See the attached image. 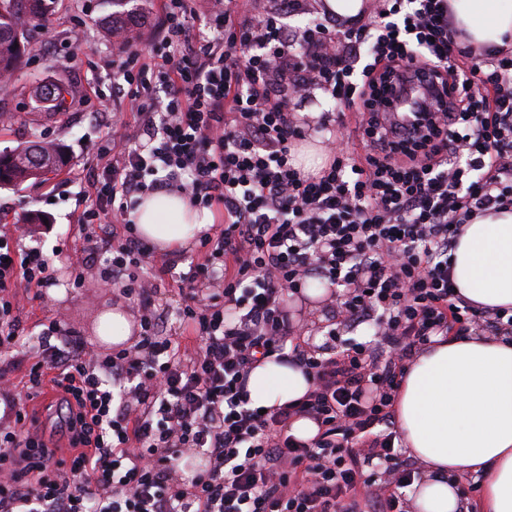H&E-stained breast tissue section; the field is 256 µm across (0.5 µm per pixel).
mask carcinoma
<instances>
[{
  "mask_svg": "<svg viewBox=\"0 0 512 512\" xmlns=\"http://www.w3.org/2000/svg\"><path fill=\"white\" fill-rule=\"evenodd\" d=\"M55 0H0V84L10 85L18 79L24 67V56L28 42L24 31L28 23L37 20L46 22L52 14ZM120 10L112 13L110 32L120 39H127L131 31L127 17L131 11L122 9L123 0H114ZM78 90L70 84L58 83L44 97L31 91V99L40 112L58 114L67 110L77 97ZM41 155L50 165L49 172H58L66 165L62 149L51 142L38 143ZM30 145L14 150L0 151V184H20L37 178L40 173L29 158Z\"/></svg>",
  "mask_w": 512,
  "mask_h": 512,
  "instance_id": "obj_1",
  "label": "carcinoma"
}]
</instances>
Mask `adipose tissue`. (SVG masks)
I'll return each instance as SVG.
<instances>
[{"instance_id": "ef3b65f1", "label": "adipose tissue", "mask_w": 512, "mask_h": 512, "mask_svg": "<svg viewBox=\"0 0 512 512\" xmlns=\"http://www.w3.org/2000/svg\"><path fill=\"white\" fill-rule=\"evenodd\" d=\"M448 23L477 48H512V0H447ZM158 251L194 246L215 216L182 195L143 196L134 212ZM472 305L512 309V209L473 218L458 239L451 271ZM311 386L299 366L267 359L250 372L252 407L272 410ZM402 446L420 475L408 489L413 512H469L455 476L479 480L481 512H512V338L476 332L435 337L410 360L394 402Z\"/></svg>"}]
</instances>
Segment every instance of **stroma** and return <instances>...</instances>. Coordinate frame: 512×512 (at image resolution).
I'll use <instances>...</instances> for the list:
<instances>
[{
    "label": "stroma",
    "mask_w": 512,
    "mask_h": 512,
    "mask_svg": "<svg viewBox=\"0 0 512 512\" xmlns=\"http://www.w3.org/2000/svg\"><path fill=\"white\" fill-rule=\"evenodd\" d=\"M112 12V0H56L47 25L27 26L30 50L20 84L0 87V112L10 116L8 125H0V150L27 144L39 136L59 144L68 157L59 173L19 186L0 184V220L24 224L25 245L40 247L61 270L79 243L75 208L87 185L78 174L93 167L98 145L111 138L112 111L125 107L112 79V63L119 58V47L104 32ZM33 75L75 83L80 95L66 112L36 121L33 102L22 87ZM32 210L40 211L45 223H27L26 216ZM127 304L118 285L100 278L93 279L87 288L62 282L36 294L28 293L20 301L26 342L35 344L46 317L60 312L74 324L88 347L110 353V346L97 333L99 317L105 308Z\"/></svg>",
    "instance_id": "stroma-1"
}]
</instances>
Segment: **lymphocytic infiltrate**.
Here are the masks:
<instances>
[{
  "label": "lymphocytic infiltrate",
  "instance_id": "f902f5d3",
  "mask_svg": "<svg viewBox=\"0 0 512 512\" xmlns=\"http://www.w3.org/2000/svg\"><path fill=\"white\" fill-rule=\"evenodd\" d=\"M302 8L156 0L151 49L124 51L113 73L126 107L84 175L71 285L89 268L119 283L139 316L133 347L96 357L52 318L17 383L18 298L54 268L0 233V512H402L414 471L393 402L407 362L435 336L512 335V312L471 305L451 277L464 224L512 205V55L475 54L447 0H383L356 28L288 25ZM405 75L436 91L409 125L389 112ZM313 90L354 109L364 156L328 116L298 121ZM311 132L331 159L305 173L294 150ZM163 189L222 208L224 227L191 261L142 275L153 249L132 213ZM161 277L179 297L170 311L156 306ZM313 278L333 321L318 351L287 309ZM171 315L183 339L165 336ZM341 327L372 339L333 345ZM269 358L311 388L262 414L246 382ZM49 371L67 411L59 441L29 412ZM297 416L317 424L311 441L289 434ZM191 450L205 469L185 472Z\"/></svg>",
  "mask_w": 512,
  "mask_h": 512
}]
</instances>
